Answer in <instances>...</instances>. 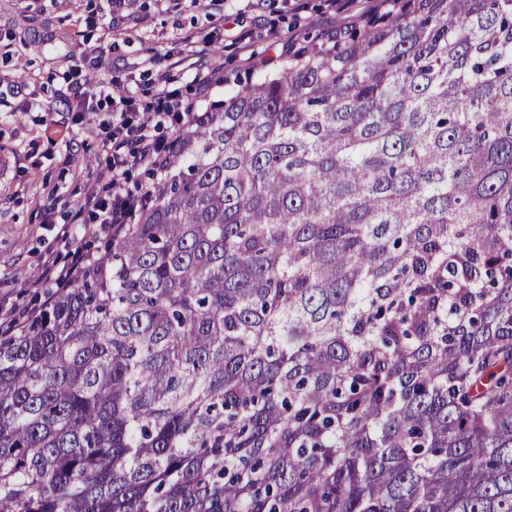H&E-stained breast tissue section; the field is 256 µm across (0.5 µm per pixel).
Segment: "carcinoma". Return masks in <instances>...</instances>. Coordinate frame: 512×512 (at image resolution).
Listing matches in <instances>:
<instances>
[{
    "mask_svg": "<svg viewBox=\"0 0 512 512\" xmlns=\"http://www.w3.org/2000/svg\"><path fill=\"white\" fill-rule=\"evenodd\" d=\"M0 342V512H512V0H395L197 113Z\"/></svg>",
    "mask_w": 512,
    "mask_h": 512,
    "instance_id": "1",
    "label": "carcinoma"
}]
</instances>
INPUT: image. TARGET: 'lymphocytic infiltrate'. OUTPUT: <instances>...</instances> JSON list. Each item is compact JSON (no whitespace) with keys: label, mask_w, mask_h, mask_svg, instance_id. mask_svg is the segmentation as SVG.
<instances>
[{"label":"lymphocytic infiltrate","mask_w":512,"mask_h":512,"mask_svg":"<svg viewBox=\"0 0 512 512\" xmlns=\"http://www.w3.org/2000/svg\"><path fill=\"white\" fill-rule=\"evenodd\" d=\"M157 104L147 107L136 94L119 97L112 103V132L106 143L112 163L106 173L112 184V199L100 204L96 214L101 233L121 235L145 201L151 196L150 188L132 193L126 188L131 168L146 166L157 175L168 168L169 150L158 137L161 128L180 132L192 121L193 107L166 88L165 73H157Z\"/></svg>","instance_id":"1"}]
</instances>
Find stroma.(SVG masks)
Returning a JSON list of instances; mask_svg holds the SVG:
<instances>
[{
    "instance_id": "1",
    "label": "stroma",
    "mask_w": 512,
    "mask_h": 512,
    "mask_svg": "<svg viewBox=\"0 0 512 512\" xmlns=\"http://www.w3.org/2000/svg\"><path fill=\"white\" fill-rule=\"evenodd\" d=\"M368 7L369 0L342 12L328 0H264L229 32L224 18L236 12V0H128L114 15L105 0H0V311L23 318L59 293L42 277L64 256L63 232L89 254L106 243L82 205L103 189L98 173L109 161L113 98L133 89L150 102L159 70L187 96L220 65L226 82L201 101L208 108L230 85L267 75L266 60L285 62L301 47L325 44L329 30L350 31ZM205 22L204 55L188 63L168 58L175 40ZM98 54L106 68L92 67ZM65 68L107 95L85 122L69 109L58 77Z\"/></svg>"
}]
</instances>
